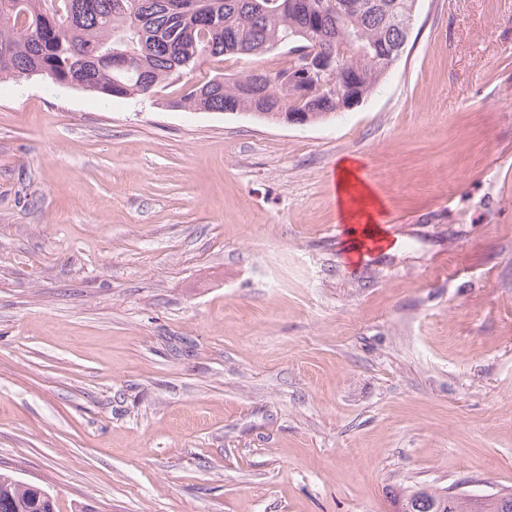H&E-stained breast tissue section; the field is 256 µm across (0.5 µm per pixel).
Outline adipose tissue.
Returning a JSON list of instances; mask_svg holds the SVG:
<instances>
[{"mask_svg":"<svg viewBox=\"0 0 512 512\" xmlns=\"http://www.w3.org/2000/svg\"><path fill=\"white\" fill-rule=\"evenodd\" d=\"M336 182L339 209L344 222L359 223L362 237L384 240L385 235L372 210L373 196L369 189L358 188L356 169L352 161L345 159L338 164Z\"/></svg>","mask_w":512,"mask_h":512,"instance_id":"obj_1","label":"adipose tissue"}]
</instances>
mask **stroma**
<instances>
[{
  "label": "stroma",
  "mask_w": 512,
  "mask_h": 512,
  "mask_svg": "<svg viewBox=\"0 0 512 512\" xmlns=\"http://www.w3.org/2000/svg\"><path fill=\"white\" fill-rule=\"evenodd\" d=\"M0 83V470L57 512L512 491V0H418L316 123ZM357 161L383 248L350 259ZM357 169L352 161L348 159L342 160L337 166V193L338 203L343 221L351 223L353 221L362 224L360 235L363 238L371 237L379 241L385 240L384 232L379 228L373 207V196L368 187L361 183V191L357 197L351 195V190L357 186L360 180L366 182L367 175L359 172L356 177Z\"/></svg>",
  "instance_id": "obj_1"
}]
</instances>
